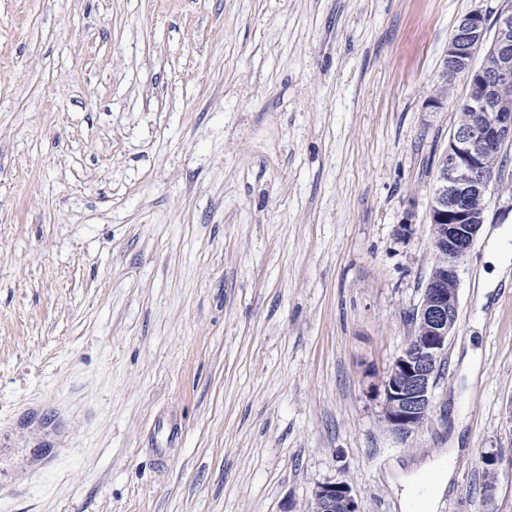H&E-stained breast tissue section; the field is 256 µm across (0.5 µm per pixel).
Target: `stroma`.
<instances>
[{
  "label": "stroma",
  "instance_id": "35a3bbf8",
  "mask_svg": "<svg viewBox=\"0 0 512 512\" xmlns=\"http://www.w3.org/2000/svg\"><path fill=\"white\" fill-rule=\"evenodd\" d=\"M510 4L0 0V512H308L335 480L405 512L448 455L438 512H512V142L408 436L382 385L437 261L448 40Z\"/></svg>",
  "mask_w": 512,
  "mask_h": 512
}]
</instances>
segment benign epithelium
Returning a JSON list of instances; mask_svg holds the SVG:
<instances>
[{"label": "benign epithelium", "mask_w": 512, "mask_h": 512, "mask_svg": "<svg viewBox=\"0 0 512 512\" xmlns=\"http://www.w3.org/2000/svg\"><path fill=\"white\" fill-rule=\"evenodd\" d=\"M487 22L481 10L464 15L448 40L446 63L471 83L506 88L512 85V7L497 13L493 40L476 68L473 60L486 43ZM459 106L479 111V117L449 137L429 206L433 234L448 253V266L428 278L412 316L414 334L383 381L384 420L402 436L422 425L431 410L432 388L457 318L460 263L484 221V209L473 208L471 202L485 198L493 182L485 154L512 141V97L486 100L472 93ZM309 512H358V505L348 483L329 481L312 492Z\"/></svg>", "instance_id": "benign-epithelium-1"}]
</instances>
